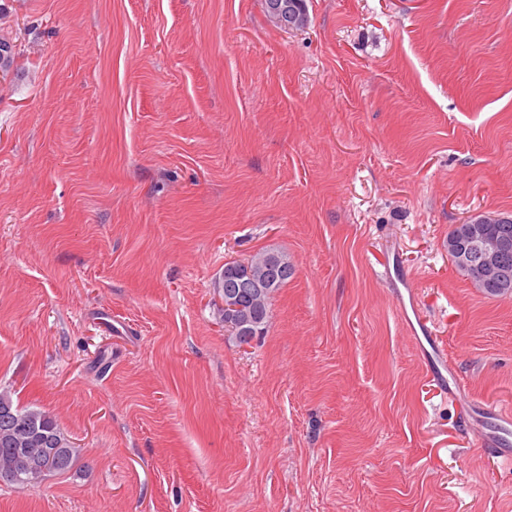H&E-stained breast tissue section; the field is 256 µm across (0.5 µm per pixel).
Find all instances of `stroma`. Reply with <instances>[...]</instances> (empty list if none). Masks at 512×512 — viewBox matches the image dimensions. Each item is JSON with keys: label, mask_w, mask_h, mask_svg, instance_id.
<instances>
[{"label": "stroma", "mask_w": 512, "mask_h": 512, "mask_svg": "<svg viewBox=\"0 0 512 512\" xmlns=\"http://www.w3.org/2000/svg\"><path fill=\"white\" fill-rule=\"evenodd\" d=\"M307 6L0 0V391L79 450L0 512H512L468 414L512 296L448 254L512 214V0ZM260 250L294 274L242 347L214 283ZM268 9L272 19L282 28L293 29L299 12L297 2L293 0H268ZM493 215L499 219L494 224H486L484 218ZM469 224H457L448 233V254L451 256L457 269L470 280L477 290L494 297L512 296V216L501 213L481 214L471 217ZM471 227L480 228L488 238L507 239L509 248L501 255L498 276L493 278H480L473 268L474 260L466 261L454 250V245L466 237ZM398 308H399V312H400L401 317L411 327V330H412V332L414 334L416 347H418L421 350V352L423 353L424 358L428 362V368H429L430 375L432 376L434 381L437 382V385L439 386V388L444 393H448V395L455 396V390L459 387L457 379L455 377H452V383L447 381V379L443 375V373H442L438 363L435 361L434 357L432 356L431 352H429L425 348V346H424L420 336H416V334L418 333L417 329H416V327L414 326L413 323L411 324L409 322V320L407 318V314H406L405 309L403 307V302H401V300H399V298H398Z\"/></svg>", "instance_id": "35a3bbf8"}]
</instances>
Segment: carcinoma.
<instances>
[{
  "instance_id": "obj_1",
  "label": "carcinoma",
  "mask_w": 512,
  "mask_h": 512,
  "mask_svg": "<svg viewBox=\"0 0 512 512\" xmlns=\"http://www.w3.org/2000/svg\"><path fill=\"white\" fill-rule=\"evenodd\" d=\"M493 224L484 222L486 215L470 218L467 224H457L448 232V254L457 269L470 280L477 290L494 297L512 296V216L498 213ZM477 227L488 238L506 239L511 246L501 255L498 276L480 278L473 268L474 261H467L456 254L454 245L467 231ZM226 274H244L259 286L256 294L238 310L229 298H224V323L236 342L242 338L253 341L264 335L271 306V299L294 274L292 265L283 256L259 251L243 261L224 264ZM79 449L58 428L55 420L41 409L21 407L14 403L11 394L0 391V473L13 469L18 475L13 484L24 488L36 484L51 473L68 471Z\"/></svg>"
}]
</instances>
